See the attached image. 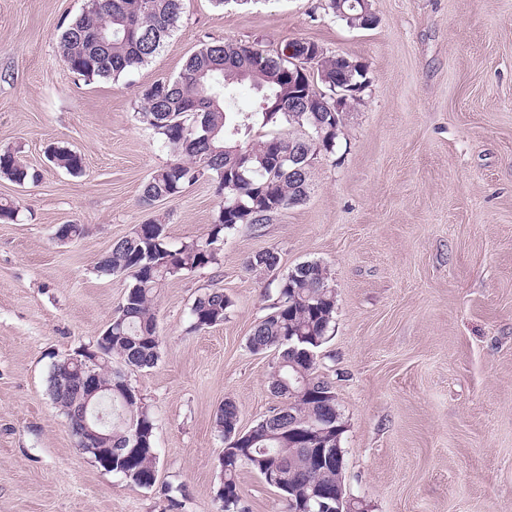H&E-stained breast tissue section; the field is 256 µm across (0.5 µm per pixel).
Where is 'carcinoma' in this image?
I'll return each mask as SVG.
<instances>
[{"instance_id":"cac0c4a2","label":"carcinoma","mask_w":512,"mask_h":512,"mask_svg":"<svg viewBox=\"0 0 512 512\" xmlns=\"http://www.w3.org/2000/svg\"><path fill=\"white\" fill-rule=\"evenodd\" d=\"M96 8L81 13L62 30V62L84 81L117 80L149 63L179 28L183 0H94ZM99 27L104 41L88 32ZM316 43L295 39L274 54L232 41L201 44L174 78L157 80L141 90L138 115L172 160L153 172L141 200L150 206L172 198L200 180L212 182L221 198L208 232L178 246L168 241L165 220L155 215L112 245L99 265L106 274L125 275L132 286L112 318V335L98 336L92 350L101 354L95 366L98 385L112 393L98 406L112 421V469L131 484L151 488L156 483L157 455L153 419L148 406L132 388L127 373L150 368L159 358L161 336L154 301L165 283L218 263L227 237L241 224L259 230L273 215L307 198L312 160L336 155L343 123L319 112V101L336 91V75L344 56L322 51L316 74L288 77L289 62ZM248 82L258 94L252 110L224 107L231 86ZM298 158L288 161V154ZM52 163L70 174L82 171L83 159L65 147H52ZM0 177L17 185L35 182L39 173L23 163L18 151L0 149ZM276 251L249 257L247 268H276ZM232 306L221 288H211L190 310V330L202 331L224 322ZM336 313V292L328 268L306 261L283 275L277 284L273 311L261 317L248 336L254 354L278 352L269 373L280 405L245 432L238 430V413L227 399L215 425L224 441L217 462L221 482L216 491L219 512H247L238 482L241 469L259 474L283 501L295 508L316 488L336 486V464L317 449L336 447V410L318 393L331 383L318 374L321 347L329 338ZM304 380V393L290 396L288 375ZM68 371L57 360L48 376V391L68 422L77 447L86 444L76 393L63 385ZM301 420L288 429V412Z\"/></svg>"}]
</instances>
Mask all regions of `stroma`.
Wrapping results in <instances>:
<instances>
[{
	"label": "stroma",
	"instance_id": "1",
	"mask_svg": "<svg viewBox=\"0 0 512 512\" xmlns=\"http://www.w3.org/2000/svg\"><path fill=\"white\" fill-rule=\"evenodd\" d=\"M83 6L0 0V148L40 174L22 186L0 177V198L20 209L0 223V512H217L216 414L232 400L248 429L277 405L274 355L247 338L281 276L312 260L336 290L319 366L346 422L347 491L371 512H512V0H371L367 29L326 0H184L158 55L94 82L58 53ZM295 39L366 62L370 84L335 159L313 161L304 203L262 231L238 226L217 264L160 290V357L129 374L153 418L157 481L134 486L76 447L47 378L93 343L131 285L98 269L113 243L161 214L181 244L207 233L220 203L200 181L142 206L170 156L137 117L140 91L178 75L200 42L273 52ZM53 144L81 154L80 175L47 161ZM63 224L88 232L62 243ZM267 249L279 265L248 270ZM212 287L233 302L226 319L189 331ZM239 484L249 512H284L255 472ZM170 488L184 491L179 510Z\"/></svg>",
	"mask_w": 512,
	"mask_h": 512
}]
</instances>
